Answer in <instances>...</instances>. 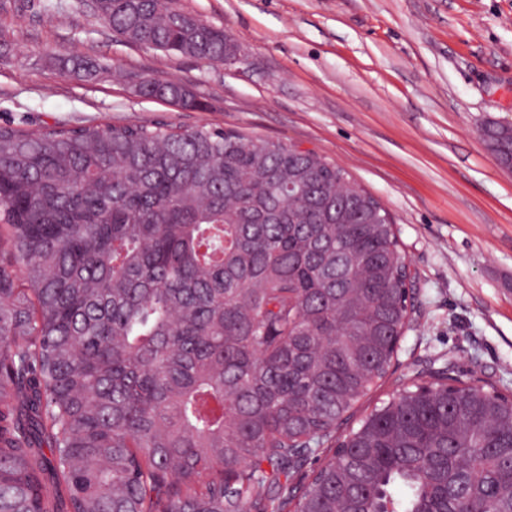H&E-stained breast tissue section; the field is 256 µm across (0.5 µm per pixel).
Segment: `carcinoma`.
<instances>
[{"instance_id": "obj_1", "label": "carcinoma", "mask_w": 512, "mask_h": 512, "mask_svg": "<svg viewBox=\"0 0 512 512\" xmlns=\"http://www.w3.org/2000/svg\"><path fill=\"white\" fill-rule=\"evenodd\" d=\"M81 7L127 45L232 46L164 0ZM139 93L203 107L181 81ZM405 263L382 204L296 144L0 126V512H512V400L485 384L435 371L336 443L407 326ZM305 448L310 482L279 484Z\"/></svg>"}]
</instances>
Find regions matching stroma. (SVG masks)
Returning a JSON list of instances; mask_svg holds the SVG:
<instances>
[{"label": "stroma", "mask_w": 512, "mask_h": 512, "mask_svg": "<svg viewBox=\"0 0 512 512\" xmlns=\"http://www.w3.org/2000/svg\"><path fill=\"white\" fill-rule=\"evenodd\" d=\"M0 15V125H211L335 162L391 213L415 313L366 415L431 364L512 393V170L477 129L512 126V0H172L222 27L240 56L208 64L123 44L78 0ZM106 63L97 78L65 58ZM152 75L203 109L139 96Z\"/></svg>", "instance_id": "stroma-1"}]
</instances>
